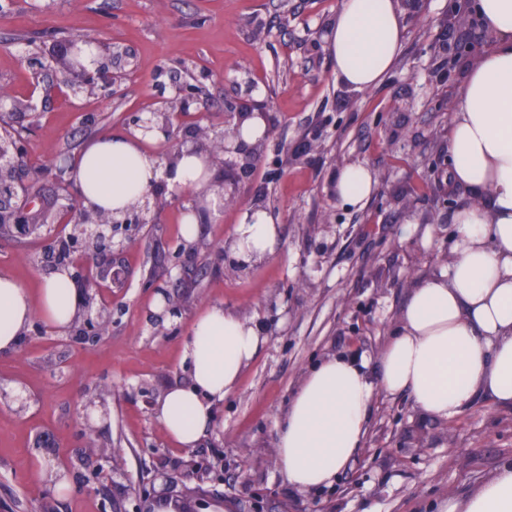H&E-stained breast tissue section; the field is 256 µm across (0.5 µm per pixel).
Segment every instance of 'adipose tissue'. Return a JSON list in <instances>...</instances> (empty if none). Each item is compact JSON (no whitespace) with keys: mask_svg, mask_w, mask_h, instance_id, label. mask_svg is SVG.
Wrapping results in <instances>:
<instances>
[{"mask_svg":"<svg viewBox=\"0 0 512 512\" xmlns=\"http://www.w3.org/2000/svg\"><path fill=\"white\" fill-rule=\"evenodd\" d=\"M470 12L493 33V47L466 72L448 128V186L473 194L451 216L452 258L446 269L417 283L378 357L333 354L300 381L275 423L273 454L288 485L309 492L333 487L355 459L376 393L409 395L425 415L449 419L488 401L512 408V0H470ZM328 50L336 76L355 91L377 87L405 41L397 0H342ZM131 136L103 134L80 152L71 171L83 209L121 216L143 205L158 181L219 199L208 151L185 148L159 159ZM372 168L348 164L336 173L338 198L352 207L375 192ZM275 219L247 208L227 244L239 261L271 256ZM80 296L67 269L31 293L0 273V353L15 350L33 317L59 333L70 330ZM264 338L258 323L213 304L191 324L182 359L186 383L166 389L153 412L168 438L195 447L216 404L232 393ZM440 512H512V460Z\"/></svg>","mask_w":512,"mask_h":512,"instance_id":"obj_1","label":"adipose tissue"}]
</instances>
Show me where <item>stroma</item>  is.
I'll list each match as a JSON object with an SVG mask.
<instances>
[{
  "mask_svg": "<svg viewBox=\"0 0 512 512\" xmlns=\"http://www.w3.org/2000/svg\"><path fill=\"white\" fill-rule=\"evenodd\" d=\"M400 2L402 56L380 86L355 92L327 48L342 0H0V129L17 135L40 224L0 236V273L31 291L50 276L41 258L90 140L129 132L189 87L183 130L221 138L235 103L268 119L248 175L215 163L214 183L239 192L219 217L203 216L194 242L180 235L192 195L155 187L149 223L130 225L98 270L93 308L112 320L96 343L36 318L0 354V512H132L158 476L188 512L215 486L203 512H438L512 459L511 408L484 402L444 420L405 394L377 395L333 488L292 489L270 453L274 420L308 369L334 353L378 354L410 286L447 267L451 215L469 200L448 192V126L465 72L494 39L468 0ZM70 39L97 46L106 87L88 89L57 58ZM349 163L377 176L361 208L334 192ZM249 206L267 209L280 237L269 258L241 265L224 244ZM218 303L257 319L265 341L199 443L178 448L153 405L188 381L182 346ZM92 448L122 457L111 500L87 491ZM55 470L70 494L53 491Z\"/></svg>",
  "mask_w": 512,
  "mask_h": 512,
  "instance_id": "stroma-1",
  "label": "stroma"
}]
</instances>
